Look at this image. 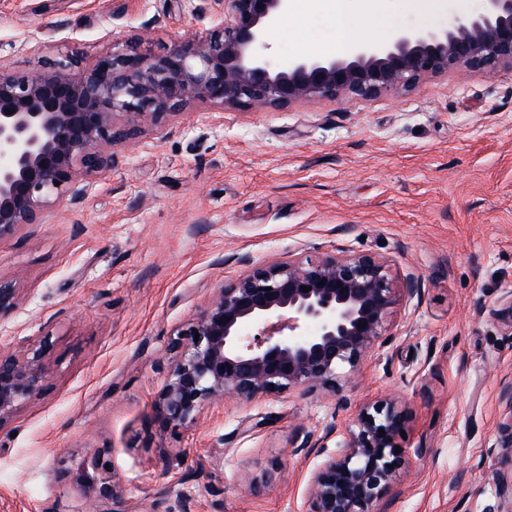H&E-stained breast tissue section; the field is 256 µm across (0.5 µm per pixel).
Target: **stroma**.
<instances>
[{
  "label": "stroma",
  "mask_w": 512,
  "mask_h": 512,
  "mask_svg": "<svg viewBox=\"0 0 512 512\" xmlns=\"http://www.w3.org/2000/svg\"><path fill=\"white\" fill-rule=\"evenodd\" d=\"M481 0H292L267 41L281 59L334 56L336 13L364 41L463 19ZM214 0H0V72L93 64L128 35L160 52L221 22ZM77 205L0 241L19 305L0 348L51 342L53 374L0 429V512H85L71 472L105 452L138 512H308V486L359 411L407 414L383 512H500L496 448L512 382V71L410 91L258 110L198 103L113 147ZM370 254L418 298L339 394L227 399L192 427L154 403L178 330L215 289L288 257ZM323 438L312 447L310 436Z\"/></svg>",
  "instance_id": "stroma-1"
}]
</instances>
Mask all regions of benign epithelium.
<instances>
[{"label":"benign epithelium","mask_w":512,"mask_h":512,"mask_svg":"<svg viewBox=\"0 0 512 512\" xmlns=\"http://www.w3.org/2000/svg\"><path fill=\"white\" fill-rule=\"evenodd\" d=\"M224 23L162 53L131 35L88 67L62 62L23 77L0 73V241L40 224L53 201L79 203L97 174L112 167V147L155 122L208 102L222 107L367 98L408 90L450 71L512 69V0L445 29L411 28L387 43H363L343 57L299 54L281 66L263 52L267 30L291 0H214ZM12 113H6V110ZM310 291L305 292L302 287ZM420 279L398 285L386 261L369 254L290 258L258 267L216 289L174 338L155 411L166 426L190 427L226 398L253 400L291 387L339 392V370L356 372L384 346L400 297L420 295ZM18 305L0 285V317ZM48 341L0 351V428L40 393L51 374ZM497 447L512 461V383ZM406 420L392 399L360 410L342 451L311 478L309 512H380L405 449ZM104 454L72 474L95 512H133L105 475Z\"/></svg>","instance_id":"1"}]
</instances>
